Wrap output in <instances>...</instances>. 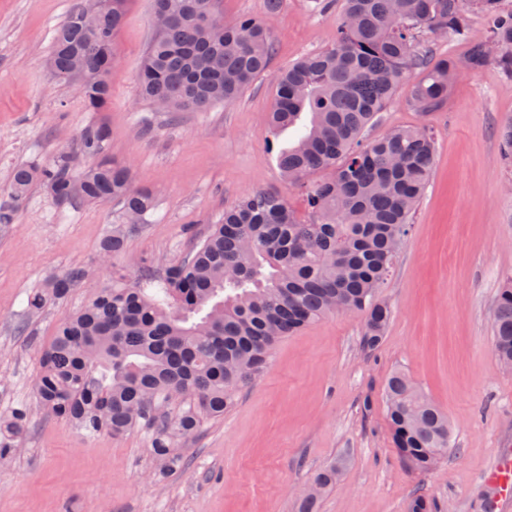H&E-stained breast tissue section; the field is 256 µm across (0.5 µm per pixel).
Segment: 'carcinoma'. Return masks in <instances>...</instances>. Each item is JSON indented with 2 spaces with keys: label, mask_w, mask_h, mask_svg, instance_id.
Instances as JSON below:
<instances>
[{
  "label": "carcinoma",
  "mask_w": 512,
  "mask_h": 512,
  "mask_svg": "<svg viewBox=\"0 0 512 512\" xmlns=\"http://www.w3.org/2000/svg\"><path fill=\"white\" fill-rule=\"evenodd\" d=\"M83 2L72 0L55 28L48 67L58 81L78 82L89 110L102 112L127 0H112L89 32L78 26ZM152 2L155 33L138 83L166 110L233 101L266 70L273 43L263 20L243 17L226 26L216 0ZM473 13L486 17L488 27L485 40L471 46V68L492 60L512 76V10L502 0H343L336 43L280 74L269 113L276 130L301 127L278 152L283 179L319 175L304 185L308 219H299L283 196L256 191L225 211L224 222L161 278L147 272L132 282L124 268L110 265L111 283L60 322L43 349L37 407L90 434L118 437L144 421L152 427L154 456L173 470L183 464L181 442L204 421L224 416L283 337L329 314L363 312L361 347L375 350L391 319L380 290L426 188L435 141L418 126L372 141L364 132L416 69L426 73L412 89L413 105L422 112L444 105L455 69L420 36L459 34ZM111 137L110 126L90 123L72 148L15 168L0 193V224L13 223L34 185L60 205L117 200L125 223L103 237L99 252L109 259L121 253L154 197L133 188L130 168L105 154ZM82 160L92 165L80 171ZM88 277L84 266L68 269L31 292L27 309L38 312L67 297ZM492 333L500 364L512 366V279L498 294ZM385 412L393 448L408 470L430 471L452 448L448 415L402 371L387 380ZM28 421L25 409L0 414V455L23 437ZM341 470L335 463L317 473L297 512H315ZM408 512H436V506L419 493Z\"/></svg>",
  "instance_id": "cac0c4a2"
}]
</instances>
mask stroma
<instances>
[{"label": "stroma", "instance_id": "35a3bbf8", "mask_svg": "<svg viewBox=\"0 0 512 512\" xmlns=\"http://www.w3.org/2000/svg\"><path fill=\"white\" fill-rule=\"evenodd\" d=\"M71 0H0V189L14 167L68 149L84 126L112 129L107 152L130 166L134 184L150 189L154 208L137 225L116 265L131 278L161 273L194 239L221 223L226 209L265 190L287 198L305 217L303 188L285 183L280 149L297 132H274L268 114L280 73L336 41L341 4L219 0L224 24L267 18L274 54L267 70L235 101L207 111L165 112L138 87L153 36L152 0H128L115 37L116 62L106 111H88L77 84L52 76L47 58L54 30ZM486 22L471 15L465 35H426L435 57L458 71L444 108L409 104L419 73L408 74L370 126L366 139L406 126L435 134L433 171L381 290L393 314L373 351L360 345L364 316L330 315L284 337L269 364L246 384L224 417L205 421L182 447L183 466L159 475L150 432L85 435L36 411L40 347L60 320L81 310L109 277L99 243L121 223L122 207L57 205L33 189L12 224L0 226V413L29 408L30 423L0 456V512H297L322 468L343 461L339 481L316 512H405L417 493L438 512H512L493 505L484 477L501 449L512 448V371L498 362L490 314L512 277V162L499 130L512 120V76L487 63L469 65ZM75 265L94 281L29 314L27 294ZM397 370L448 416L453 448L431 472H409L391 444L383 388Z\"/></svg>", "mask_w": 512, "mask_h": 512}]
</instances>
